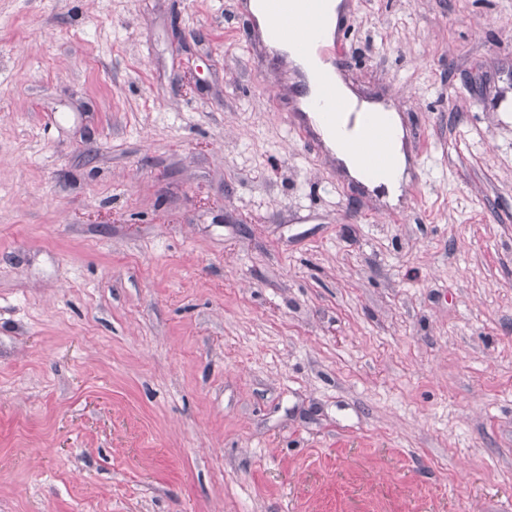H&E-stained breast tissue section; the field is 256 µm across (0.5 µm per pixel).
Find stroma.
Instances as JSON below:
<instances>
[{
	"label": "stroma",
	"instance_id": "stroma-1",
	"mask_svg": "<svg viewBox=\"0 0 512 512\" xmlns=\"http://www.w3.org/2000/svg\"><path fill=\"white\" fill-rule=\"evenodd\" d=\"M340 44L403 205L240 0H0V512H512V0ZM390 122L395 131V135L391 144V150L396 159L395 171L388 176H381L380 180H367L355 161L344 156L337 147V138L332 132H327L325 135V142L336 153V157L343 162L349 175L370 187H383L388 193V197L392 202H397L398 196L401 193V185L404 180L406 160L403 151V129L400 124L399 118L396 113L391 112Z\"/></svg>",
	"mask_w": 512,
	"mask_h": 512
}]
</instances>
